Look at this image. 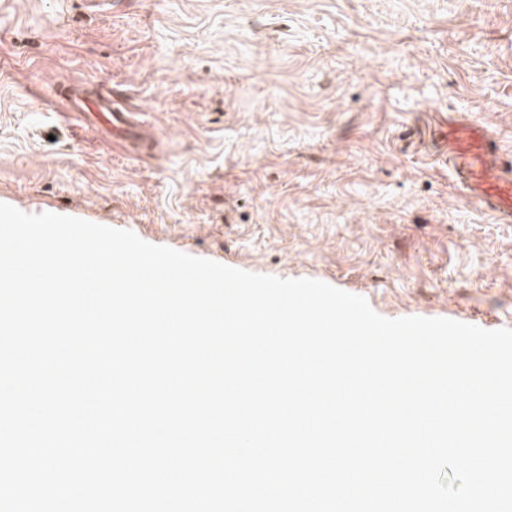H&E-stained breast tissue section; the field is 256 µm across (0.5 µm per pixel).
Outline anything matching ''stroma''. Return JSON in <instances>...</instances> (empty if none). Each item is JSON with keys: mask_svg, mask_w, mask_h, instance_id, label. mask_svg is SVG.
I'll use <instances>...</instances> for the list:
<instances>
[{"mask_svg": "<svg viewBox=\"0 0 512 512\" xmlns=\"http://www.w3.org/2000/svg\"><path fill=\"white\" fill-rule=\"evenodd\" d=\"M64 80L114 89L156 145L60 115ZM439 112L512 149V0H0V202L512 329V224L457 196Z\"/></svg>", "mask_w": 512, "mask_h": 512, "instance_id": "stroma-1", "label": "stroma"}]
</instances>
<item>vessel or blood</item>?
I'll return each instance as SVG.
<instances>
[{
  "label": "vessel or blood",
  "instance_id": "vessel-or-blood-1",
  "mask_svg": "<svg viewBox=\"0 0 512 512\" xmlns=\"http://www.w3.org/2000/svg\"><path fill=\"white\" fill-rule=\"evenodd\" d=\"M56 97L64 113L80 115L125 150L150 148L156 133L137 113L117 101L115 93L89 85H60ZM438 153L457 183L462 200L495 223H512V160L503 161L502 146L487 125L465 115L446 117L435 129Z\"/></svg>",
  "mask_w": 512,
  "mask_h": 512
}]
</instances>
